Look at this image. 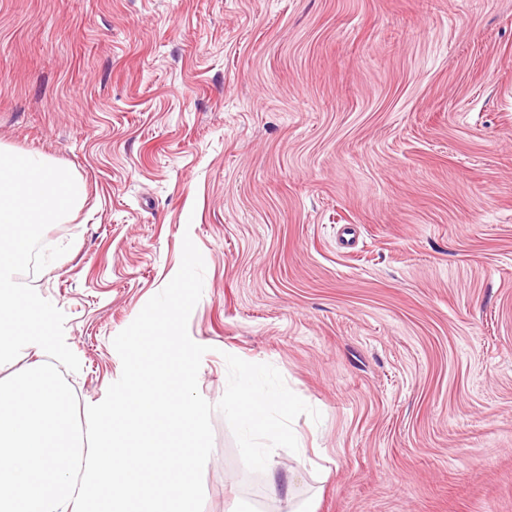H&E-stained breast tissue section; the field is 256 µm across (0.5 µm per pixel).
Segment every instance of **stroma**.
Instances as JSON below:
<instances>
[{"instance_id": "35a3bbf8", "label": "stroma", "mask_w": 512, "mask_h": 512, "mask_svg": "<svg viewBox=\"0 0 512 512\" xmlns=\"http://www.w3.org/2000/svg\"><path fill=\"white\" fill-rule=\"evenodd\" d=\"M0 147L85 186L23 278L79 408L188 236L204 399L320 411L277 498L213 412L203 512H512V0H0Z\"/></svg>"}]
</instances>
